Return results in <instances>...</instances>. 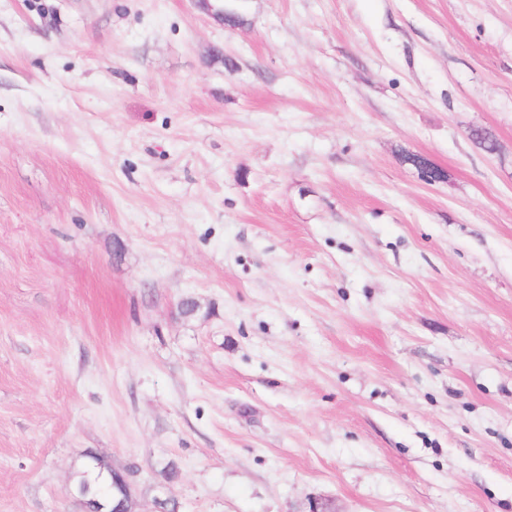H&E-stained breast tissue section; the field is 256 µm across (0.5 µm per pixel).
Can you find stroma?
<instances>
[{
	"label": "stroma",
	"mask_w": 512,
	"mask_h": 512,
	"mask_svg": "<svg viewBox=\"0 0 512 512\" xmlns=\"http://www.w3.org/2000/svg\"><path fill=\"white\" fill-rule=\"evenodd\" d=\"M240 6L0 0V512H512V0ZM109 465L116 479L123 485L124 493L122 499L114 507L112 499L114 502L116 501V491L114 488L112 489V475L107 468L98 465L93 459L87 465H82L75 473V492H86L85 499L92 511L133 512L129 474Z\"/></svg>",
	"instance_id": "35a3bbf8"
}]
</instances>
